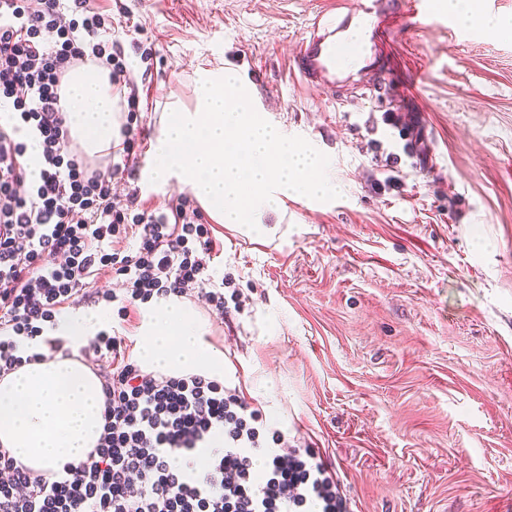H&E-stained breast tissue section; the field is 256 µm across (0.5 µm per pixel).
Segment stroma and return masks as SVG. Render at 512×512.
<instances>
[{"label":"stroma","mask_w":512,"mask_h":512,"mask_svg":"<svg viewBox=\"0 0 512 512\" xmlns=\"http://www.w3.org/2000/svg\"><path fill=\"white\" fill-rule=\"evenodd\" d=\"M396 12V83L309 90L290 72L294 0H97L146 110L117 184L150 209L161 112L195 105L201 68L236 70L287 135L331 159L341 196L257 215L270 236L214 225L212 285L239 304L210 324L224 383L294 446L334 464L349 512H512V35ZM151 49L141 61V48ZM418 129L425 153L401 124Z\"/></svg>","instance_id":"35a3bbf8"}]
</instances>
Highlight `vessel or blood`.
<instances>
[{
  "mask_svg": "<svg viewBox=\"0 0 512 512\" xmlns=\"http://www.w3.org/2000/svg\"><path fill=\"white\" fill-rule=\"evenodd\" d=\"M396 27L378 0H336L298 41L294 73L304 87L320 90L353 79H383L393 68L388 51Z\"/></svg>",
  "mask_w": 512,
  "mask_h": 512,
  "instance_id": "vessel-or-blood-1",
  "label": "vessel or blood"
}]
</instances>
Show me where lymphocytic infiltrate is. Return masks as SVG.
Here are the masks:
<instances>
[{
	"label": "lymphocytic infiltrate",
	"instance_id": "obj_1",
	"mask_svg": "<svg viewBox=\"0 0 512 512\" xmlns=\"http://www.w3.org/2000/svg\"><path fill=\"white\" fill-rule=\"evenodd\" d=\"M95 0H0V377L42 361L44 350L70 355L53 333L63 305L95 272L110 269L132 307L168 294L198 298L223 315V288H205L214 240L187 195L169 212L135 195L118 199L123 168L93 169L71 147L59 89L78 63L109 70L112 89L138 112L121 44ZM38 145L30 160L16 135ZM135 235L133 254L109 251ZM111 358L102 374L103 427L85 462L35 472L0 450V512H347L332 463L311 448L289 447L239 390L199 374L145 372L123 333L89 342ZM220 447H212L213 439Z\"/></svg>",
	"mask_w": 512,
	"mask_h": 512
}]
</instances>
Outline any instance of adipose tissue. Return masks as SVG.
Here are the masks:
<instances>
[{
    "label": "adipose tissue",
    "mask_w": 512,
    "mask_h": 512,
    "mask_svg": "<svg viewBox=\"0 0 512 512\" xmlns=\"http://www.w3.org/2000/svg\"><path fill=\"white\" fill-rule=\"evenodd\" d=\"M119 97L108 70L78 66L64 76L60 104L70 136L88 155L119 142ZM208 323L181 295L140 307L136 360L144 371L223 378L224 356L207 341ZM100 378L72 356L46 357L0 378V447L35 471L85 460L102 432Z\"/></svg>",
    "instance_id": "ef3b65f1"
}]
</instances>
